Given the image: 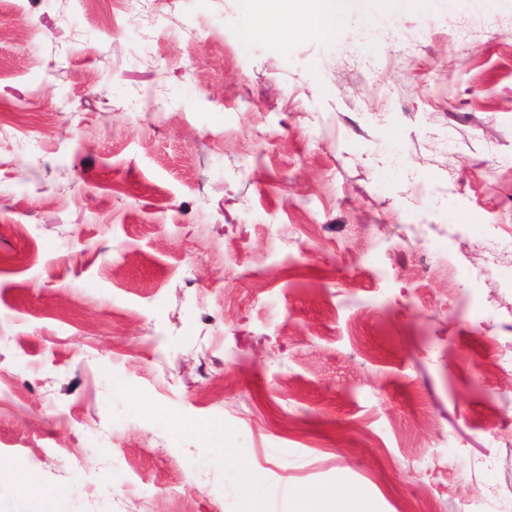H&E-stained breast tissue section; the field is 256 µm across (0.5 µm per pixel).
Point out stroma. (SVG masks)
Here are the masks:
<instances>
[{"instance_id":"stroma-1","label":"stroma","mask_w":512,"mask_h":512,"mask_svg":"<svg viewBox=\"0 0 512 512\" xmlns=\"http://www.w3.org/2000/svg\"><path fill=\"white\" fill-rule=\"evenodd\" d=\"M391 2L0 7V512H512V0ZM367 0H310V7L295 14L288 22V12L272 7L263 8L257 19L256 31H267L274 26L284 36L299 32H312L330 38L336 33L339 20L353 15H368Z\"/></svg>"}]
</instances>
